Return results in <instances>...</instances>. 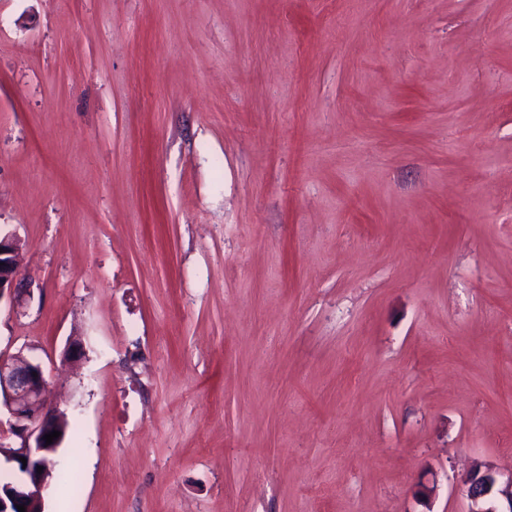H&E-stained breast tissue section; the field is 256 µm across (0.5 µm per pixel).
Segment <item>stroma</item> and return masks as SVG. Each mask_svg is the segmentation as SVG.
<instances>
[{"instance_id": "1", "label": "stroma", "mask_w": 512, "mask_h": 512, "mask_svg": "<svg viewBox=\"0 0 512 512\" xmlns=\"http://www.w3.org/2000/svg\"><path fill=\"white\" fill-rule=\"evenodd\" d=\"M0 229V355L69 423L45 512L512 475V0H0ZM20 250L21 240L14 233H2L0 229V306L5 300L16 310L31 299L29 282L20 269Z\"/></svg>"}]
</instances>
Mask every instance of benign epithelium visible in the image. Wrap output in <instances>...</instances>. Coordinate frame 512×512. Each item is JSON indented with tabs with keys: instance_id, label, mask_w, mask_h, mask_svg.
<instances>
[{
	"instance_id": "1",
	"label": "benign epithelium",
	"mask_w": 512,
	"mask_h": 512,
	"mask_svg": "<svg viewBox=\"0 0 512 512\" xmlns=\"http://www.w3.org/2000/svg\"><path fill=\"white\" fill-rule=\"evenodd\" d=\"M20 250L21 240L15 234L0 232V302L5 300L16 310L31 298L29 282L20 269ZM2 408L9 419L6 430L0 422V458L15 464L18 476L6 488L0 487V512H18L19 505L32 512L34 505H44L48 474L53 465L50 455L64 439L66 414L51 406L48 400L42 364L21 352L8 358L0 356ZM54 430L60 436L46 443L44 436ZM35 459L42 460L40 472L31 466ZM496 483L495 473L489 466L470 471L465 478L470 501L467 512H500L491 496Z\"/></svg>"
}]
</instances>
